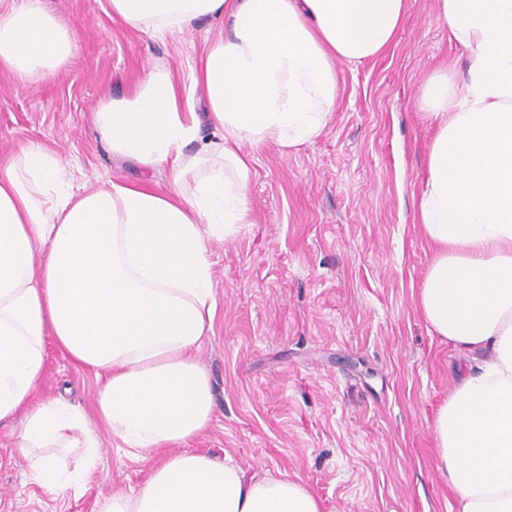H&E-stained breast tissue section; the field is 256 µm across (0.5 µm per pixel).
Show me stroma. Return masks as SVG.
<instances>
[{
    "label": "stroma",
    "mask_w": 512,
    "mask_h": 512,
    "mask_svg": "<svg viewBox=\"0 0 512 512\" xmlns=\"http://www.w3.org/2000/svg\"><path fill=\"white\" fill-rule=\"evenodd\" d=\"M42 4L77 50L52 81L0 71V161L37 142L68 159L72 185L167 190L166 170L103 149L93 115L156 64L189 84L223 24L149 36L114 17L109 0ZM464 60L436 0H410L383 53L338 64L334 116L314 143L256 153L252 221L211 245L217 313L199 360L214 420L186 451L300 478L322 512H450L433 423L463 358L416 305L432 256L416 202L435 132L418 98L436 71L462 75ZM94 392L92 374L48 345L39 398L63 397L95 428ZM19 432L0 424V512H98L104 497L135 493L154 464L105 433L98 468L79 489L53 492L32 480Z\"/></svg>",
    "instance_id": "stroma-1"
}]
</instances>
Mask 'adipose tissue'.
Listing matches in <instances>:
<instances>
[{
    "mask_svg": "<svg viewBox=\"0 0 512 512\" xmlns=\"http://www.w3.org/2000/svg\"><path fill=\"white\" fill-rule=\"evenodd\" d=\"M465 72L435 73L418 106L436 122L417 220L434 251L417 295L431 331L465 364L434 421L437 470L454 512H512V0H437ZM126 26L180 33L220 19L228 32L192 70L190 87L157 64L94 114L112 155L166 168L167 191L115 182L68 191L66 162L38 144L0 162V422L23 418L36 480L77 488L50 451L100 463L81 412L38 401L45 335L93 372L101 422L128 448L169 449L134 495L99 512H321L309 486L247 475L183 451L212 424L199 351L217 301L209 243L251 221L255 150L312 143L328 126L337 63L374 58L396 39L408 0H110ZM76 36L38 0L0 13V70L52 80ZM202 88L211 138L199 135Z\"/></svg>",
    "mask_w": 512,
    "mask_h": 512,
    "instance_id": "obj_1",
    "label": "adipose tissue"
}]
</instances>
